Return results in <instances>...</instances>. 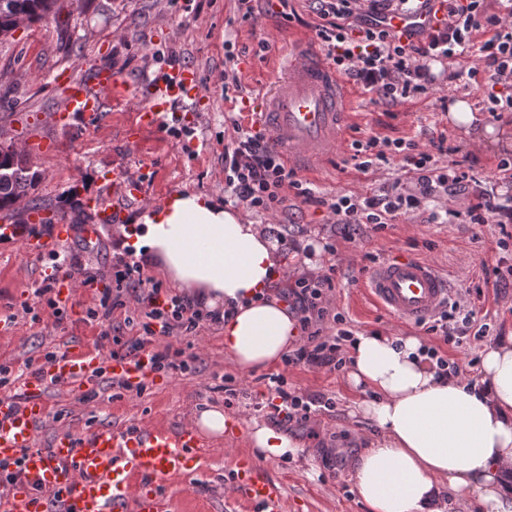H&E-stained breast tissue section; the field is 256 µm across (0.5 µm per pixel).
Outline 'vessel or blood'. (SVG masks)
I'll return each mask as SVG.
<instances>
[{"label": "vessel or blood", "mask_w": 512, "mask_h": 512, "mask_svg": "<svg viewBox=\"0 0 512 512\" xmlns=\"http://www.w3.org/2000/svg\"><path fill=\"white\" fill-rule=\"evenodd\" d=\"M128 81L109 69L97 70L91 84L68 85L65 117L97 119L103 96ZM201 95L193 68L173 70L168 79L149 87L137 125L126 139L135 142L144 127H159L175 112ZM349 90L324 54L303 46L291 51L283 75L244 106L262 127L272 146L292 167L316 168L341 144L352 120ZM144 182L117 170L103 185L100 196L88 199L93 222L82 225L85 242H96L101 226H120L116 201L145 200ZM71 231L59 219L48 235L31 233L26 224H0V240L20 243L32 253L56 251ZM366 287L388 314L408 322L426 321L438 314L454 293L447 277L430 262L399 254L373 267ZM100 358L88 350L66 351L46 368V379L27 378L24 403L0 398V460H21L26 482L0 494V512H173L166 483L187 479L198 470L212 443L187 421L177 427L145 425L132 428L96 426L84 434L59 427L49 449L36 445L47 417L48 378L75 387L89 382ZM108 370L118 379L137 382L148 370L130 359L111 360ZM233 479L226 485L229 498L244 500L262 512H279L280 484L250 458H238Z\"/></svg>", "instance_id": "obj_1"}]
</instances>
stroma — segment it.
I'll return each mask as SVG.
<instances>
[{
	"label": "stroma",
	"instance_id": "35a3bbf8",
	"mask_svg": "<svg viewBox=\"0 0 512 512\" xmlns=\"http://www.w3.org/2000/svg\"><path fill=\"white\" fill-rule=\"evenodd\" d=\"M58 17L21 26L12 37L0 39V141L24 144V155L39 179L19 205L18 219H25L32 203L45 205L47 214L62 215L70 224L90 219L84 202L96 195L113 168L148 175V203L127 202L124 217L143 208H159L177 192L202 194L224 200V147L234 132L230 120L238 116L241 99L274 82L282 73L284 55L299 38L317 42L320 19L311 0H288L286 12H269L267 0H253L254 15L243 18L237 0H63ZM267 51H259V42ZM245 54L249 65L229 63L227 53ZM193 66L199 76L202 98L193 103L187 118L193 135L174 137L154 128L143 129L134 144L125 141L126 129L137 120L139 103L130 97L106 95L100 118L92 124L71 119L60 125L56 115L63 104L60 86L53 77L65 73L71 80L88 81L96 69L109 68L134 84L150 86L172 66ZM233 67L235 80H224L225 67ZM354 122L348 141L326 163L298 179L312 183L321 196L366 194L384 182L412 176L393 164L373 174L357 171L348 158L349 142L369 135L402 138L422 144L445 137L449 148L441 163L457 162L474 180L495 195L512 193V181L500 177L499 158L506 148L479 145L448 122V81L438 75L427 94L395 105L373 101L371 93L351 88ZM325 208L303 203L288 195L278 220L298 242L328 237ZM500 226L443 224L426 215L400 219L386 230L347 242L337 240L338 266L333 307L346 318L356 334L374 331L395 336H425L428 346L449 358H480L487 341L512 335V288L500 287L493 273L503 256L498 245ZM82 266L98 272L99 287L112 285V258L122 250L121 236L104 228L95 243H85L80 233L63 241ZM407 254L433 263L448 275L459 291L468 292V304L479 322L490 327L484 340L465 336L454 348L412 322L396 320L365 289L368 256L386 260ZM50 256L35 257L20 246L0 244V364L22 366L40 359L53 348L75 344L94 349L100 327L84 320L92 295L76 291V307L62 324L49 317L39 321L17 317L24 299L30 298L45 275ZM198 371L155 378L144 395L111 400L108 393L89 402L80 393L50 389L49 415L37 440L47 447L59 424L83 433L102 424L129 427L147 422L168 426L195 419L203 410L224 404V377L234 379L241 394L233 413L244 428L215 439V449L200 464L191 480H174L168 488L178 512H255L244 502H226L224 485L234 470L235 455L254 457L248 427L270 423L255 412L252 398L266 392L265 370L241 369L224 349V328H205L195 342ZM289 389L301 394L320 393L331 398L333 411L312 415L307 421L281 424V431L297 437L304 448L300 459L266 462L268 473L282 486V512H368L352 489L347 465L354 453L376 434L368 421L351 416L363 394L354 389L346 373H325L305 366L276 364Z\"/></svg>",
	"mask_w": 512,
	"mask_h": 512
}]
</instances>
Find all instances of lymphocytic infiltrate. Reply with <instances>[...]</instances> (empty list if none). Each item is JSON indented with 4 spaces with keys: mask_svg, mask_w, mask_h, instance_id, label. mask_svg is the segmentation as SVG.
<instances>
[{
    "mask_svg": "<svg viewBox=\"0 0 512 512\" xmlns=\"http://www.w3.org/2000/svg\"><path fill=\"white\" fill-rule=\"evenodd\" d=\"M407 0H315L321 19L316 34L327 48V56L340 76L352 80L365 91L376 94L379 101L397 103L428 93L433 82L430 64L455 61L476 51L473 66L454 72V79L482 78L488 94L490 113L512 112V0L501 12L491 13L486 0H445L448 20L432 28L423 40H416L415 27L393 30L390 19L402 12ZM489 33L481 45H474L473 33ZM235 135L224 149V187L236 202L256 212L276 216L286 201L285 189L295 190L305 203L325 208L332 240L323 249L336 254V239L353 241L360 230L379 233L423 211L429 201L439 196L457 201L462 188L470 181L468 172L456 163L439 165L437 156L445 150L443 141H431L423 147L401 139H381L370 135L353 140L351 159L356 170L378 171L394 158H401L404 172L414 174L415 189L406 191L401 181L382 185L377 193L339 195L325 198L298 180L279 153L270 145L266 134L234 123ZM449 219L466 216L470 223L485 224L490 218H507L512 222V206L498 203L492 191L480 188L473 192L465 210L448 209ZM54 272L34 288V303H23L22 315L39 321L41 309H48L55 320L65 314L56 294L58 277L72 278L74 256L53 252ZM143 260L133 247H125L112 261V285L97 291L92 306L85 310L88 320L101 327V339L112 342L108 358L147 356L153 373L169 375L195 374L196 358L174 347V339L197 335L204 325L223 323L229 310L207 308L200 298L163 294L159 284L145 277ZM335 265L321 267L299 278L283 277L282 294L295 314L303 338L286 358L287 365H303L329 373L342 371L347 362L344 349L352 336L345 329V317L331 309L330 296L335 288ZM138 317H130V308ZM137 326L135 335L125 330ZM426 332L439 336L445 344L460 347L463 336L475 333L474 313L460 302H452L425 322ZM272 396L256 403V410L270 409L272 417L285 422L309 419L312 412L331 409V399L321 394H297L287 388L282 374L269 375Z\"/></svg>",
    "mask_w": 512,
    "mask_h": 512,
    "instance_id": "1",
    "label": "lymphocytic infiltrate"
}]
</instances>
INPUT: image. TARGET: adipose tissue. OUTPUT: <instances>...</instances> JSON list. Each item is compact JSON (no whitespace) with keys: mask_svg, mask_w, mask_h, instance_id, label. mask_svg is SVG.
<instances>
[{"mask_svg":"<svg viewBox=\"0 0 512 512\" xmlns=\"http://www.w3.org/2000/svg\"><path fill=\"white\" fill-rule=\"evenodd\" d=\"M135 245L162 262L171 280L209 307L230 305L224 349L243 369L279 362L299 323L265 290L280 266L278 244L208 197L177 193L137 218ZM348 374L371 391L354 411L378 436L349 461V478L368 512H446L445 494L479 512H512V336L485 346L480 376L439 374L420 336L357 335ZM250 444L262 460L297 458V439L254 424Z\"/></svg>","mask_w":512,"mask_h":512,"instance_id":"ef3b65f1","label":"adipose tissue"}]
</instances>
